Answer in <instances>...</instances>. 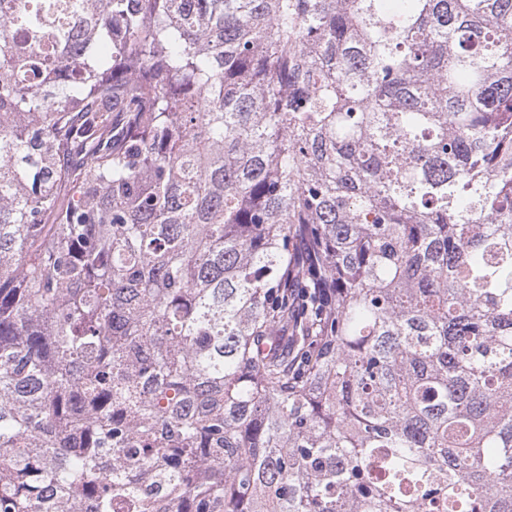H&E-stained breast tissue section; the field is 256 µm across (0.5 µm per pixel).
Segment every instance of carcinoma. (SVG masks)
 <instances>
[{
    "instance_id": "obj_1",
    "label": "carcinoma",
    "mask_w": 512,
    "mask_h": 512,
    "mask_svg": "<svg viewBox=\"0 0 512 512\" xmlns=\"http://www.w3.org/2000/svg\"><path fill=\"white\" fill-rule=\"evenodd\" d=\"M0 512H512V0H0Z\"/></svg>"
}]
</instances>
